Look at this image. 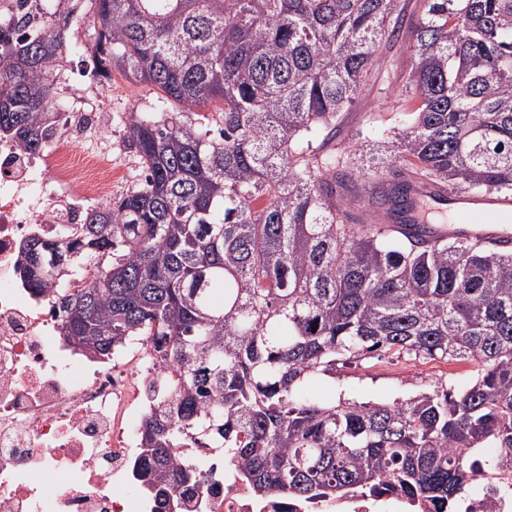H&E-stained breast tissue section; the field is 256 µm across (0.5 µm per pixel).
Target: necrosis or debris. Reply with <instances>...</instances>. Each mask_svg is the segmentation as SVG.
Instances as JSON below:
<instances>
[{
    "mask_svg": "<svg viewBox=\"0 0 512 512\" xmlns=\"http://www.w3.org/2000/svg\"><path fill=\"white\" fill-rule=\"evenodd\" d=\"M82 135L98 143L108 131L93 113L72 112L41 152L0 138V512H157L129 481L138 439L115 415L125 405L146 411L154 355L143 346L105 362L78 354L60 337L50 298L16 272L29 235L54 236L58 225L111 207L108 160L90 153L74 162ZM179 459L203 467L202 492L186 512H418L398 494L266 503L235 471L200 464L189 449ZM453 512H512V490L481 484Z\"/></svg>",
    "mask_w": 512,
    "mask_h": 512,
    "instance_id": "obj_1",
    "label": "necrosis or debris"
}]
</instances>
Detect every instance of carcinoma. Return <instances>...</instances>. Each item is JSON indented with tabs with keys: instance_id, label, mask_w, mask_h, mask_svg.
Instances as JSON below:
<instances>
[{
	"instance_id": "obj_1",
	"label": "carcinoma",
	"mask_w": 512,
	"mask_h": 512,
	"mask_svg": "<svg viewBox=\"0 0 512 512\" xmlns=\"http://www.w3.org/2000/svg\"><path fill=\"white\" fill-rule=\"evenodd\" d=\"M38 2L25 34L0 20L1 138L37 151L56 133L88 3L91 75L160 91L126 115L144 178L78 227L25 239L18 271L57 294L60 335L82 353L142 340L173 367L151 384L131 462L162 512L199 489L178 448L228 461L260 500L399 491L438 512L512 460V251L430 242L395 167L512 193V0H422L413 117L367 168L359 146L334 147L337 128L401 0ZM92 256L97 274L67 287ZM383 350L468 364L471 382L392 402L305 396L308 379Z\"/></svg>"
}]
</instances>
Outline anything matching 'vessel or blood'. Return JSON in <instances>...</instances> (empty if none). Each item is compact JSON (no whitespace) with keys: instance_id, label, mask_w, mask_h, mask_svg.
<instances>
[{"instance_id":"b4317fda","label":"vessel or blood","mask_w":512,"mask_h":512,"mask_svg":"<svg viewBox=\"0 0 512 512\" xmlns=\"http://www.w3.org/2000/svg\"><path fill=\"white\" fill-rule=\"evenodd\" d=\"M467 202L468 206L460 211L457 223L440 226V233L478 239L494 248L512 247V231L505 229L496 220L498 212L512 208V197L490 200L484 196L471 195Z\"/></svg>"}]
</instances>
